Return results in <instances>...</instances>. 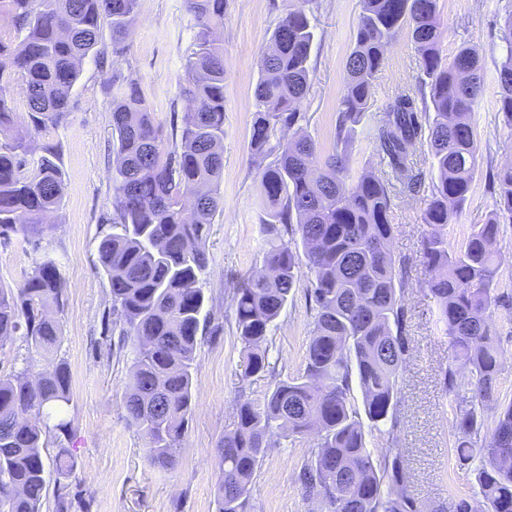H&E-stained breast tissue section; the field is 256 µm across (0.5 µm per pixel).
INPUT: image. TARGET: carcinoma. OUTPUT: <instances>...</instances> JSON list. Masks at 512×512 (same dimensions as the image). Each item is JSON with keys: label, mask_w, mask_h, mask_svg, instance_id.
<instances>
[{"label": "carcinoma", "mask_w": 512, "mask_h": 512, "mask_svg": "<svg viewBox=\"0 0 512 512\" xmlns=\"http://www.w3.org/2000/svg\"><path fill=\"white\" fill-rule=\"evenodd\" d=\"M139 2L0 0V17L10 19L0 29V238L19 234L37 248L51 230L47 216L63 203L59 148L43 146L30 168L25 155L34 135L65 121L81 62L112 56L115 73L105 86L112 99V216L98 242V268L110 287L112 324L134 346L127 420L149 462L171 471L192 412L202 275L210 262V226L222 205L225 68L216 31L224 28L228 0H185L196 31L179 85L186 112L169 137L128 64L126 41ZM309 2L290 0L258 60L250 149L261 177L267 272L229 296L240 383L260 375L275 382L261 404L239 390L234 427L216 453V512H255L253 481L268 450L311 434L314 445L305 451L298 482L322 512H424L406 489L404 449L376 455L366 441L368 430L391 434L398 418L410 339L402 304L406 260L389 249V212L393 192L412 179L416 146L424 144L435 176L422 258L450 350L441 385L454 405L458 465L479 461L480 500L459 498L452 512H512V398L498 400L503 351L494 328L503 315L512 321V293L499 288L500 219L512 221V163L498 171L497 208L486 223L470 225L457 249L447 235L477 170L472 116L484 83L479 57L463 45L452 63H442L437 0H361L336 143L322 157L301 133L315 37ZM405 28L429 91L399 95L378 127L379 165L392 177L362 173L353 180L352 132L368 109L387 47ZM503 40L499 103L512 127L511 10ZM16 93L26 102L23 127L15 122ZM288 132L282 149L278 140ZM303 267L315 314L303 364L283 380L269 361V343ZM63 284L56 262L46 259L21 287L0 286V347L17 335L32 352L55 347L61 328L48 307L63 306ZM356 386L361 410L354 405ZM69 401L63 362L34 381L23 372L0 374V512H44L50 453L55 483L75 476L74 449L48 448L51 433L73 432L60 417Z\"/></svg>", "instance_id": "cac0c4a2"}]
</instances>
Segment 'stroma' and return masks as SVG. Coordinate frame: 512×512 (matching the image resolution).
<instances>
[{"label": "stroma", "mask_w": 512, "mask_h": 512, "mask_svg": "<svg viewBox=\"0 0 512 512\" xmlns=\"http://www.w3.org/2000/svg\"><path fill=\"white\" fill-rule=\"evenodd\" d=\"M512 0H437L444 26L439 40L443 62L458 48H474L483 66L484 85L473 116L481 143L477 172L466 208L449 224L448 242H465L469 228L484 223L498 199L496 174L512 162V127L499 109L498 69L506 56L500 38ZM288 0H229L224 15V175L223 211L208 240L210 263L203 288L212 314L197 349L193 409L185 426L175 471L150 466L142 440L125 420L123 392L133 358L131 345H119L112 326L107 280L96 267L102 224L112 212L110 186L114 155L110 125L112 101L102 87L112 78L109 64L86 58L70 92L71 110L63 124L37 134L30 156L45 144L60 146L64 198L50 218L51 231L39 249L21 237L0 244V285L20 287L41 261L54 260L65 280L64 306L55 318L61 338L54 353L28 352L22 338L0 348V372L36 376L63 361L70 375L65 408L75 433L64 439L78 467L70 485L68 512H214L215 454L233 427L239 381L235 375L240 345L233 328L228 291L263 269L265 233L261 224L260 176L251 164L250 136L257 61ZM316 39L311 50V90L302 104L307 133L321 154L331 153L338 101L345 89V61L361 11L360 0H314ZM194 20L184 0H140L128 43V59L162 123L171 119L172 102L183 76V56L193 41ZM422 79L418 52L408 32L388 48L373 94L351 146L350 170L359 176L377 170L374 131L388 105L400 94L417 91ZM416 184L392 200L390 248L407 259L404 309L411 355L400 387L393 437L370 436L372 448L397 445L409 458L408 493L425 512H446L459 497H473V469L460 468L454 455L453 408L439 379L448 363V339L436 324L435 305L426 294L429 271L422 242L430 228L423 219L432 171L426 148L415 156ZM313 305L306 281H299L272 332L269 358L285 373L301 366L310 336ZM312 437L283 442L261 462L253 497L257 512H320L296 483Z\"/></svg>", "instance_id": "1"}]
</instances>
